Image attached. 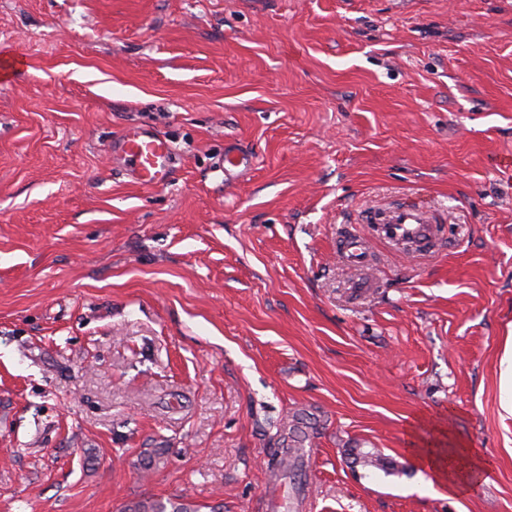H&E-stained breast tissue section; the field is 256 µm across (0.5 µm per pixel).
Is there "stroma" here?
I'll return each mask as SVG.
<instances>
[{
  "instance_id": "stroma-1",
  "label": "stroma",
  "mask_w": 512,
  "mask_h": 512,
  "mask_svg": "<svg viewBox=\"0 0 512 512\" xmlns=\"http://www.w3.org/2000/svg\"><path fill=\"white\" fill-rule=\"evenodd\" d=\"M0 49V512H512V0H0ZM133 125L168 184L113 163ZM387 202L444 246L349 266ZM452 441L488 469L453 495ZM112 150L124 161L126 174L137 185L160 186L172 177L174 159L171 145L150 129L129 127L113 143ZM254 160L251 153L238 148L236 144H226L224 148V159L222 167L224 168V179L226 181L237 177L241 168L249 167ZM341 257L353 266L363 267L369 262V252L364 239L353 232L339 237ZM418 458L441 485L448 487L449 494L458 491L461 484L479 480L484 473V464L470 448H448V454L439 448H423ZM180 500H145L127 504L122 512H198L190 504Z\"/></svg>"
}]
</instances>
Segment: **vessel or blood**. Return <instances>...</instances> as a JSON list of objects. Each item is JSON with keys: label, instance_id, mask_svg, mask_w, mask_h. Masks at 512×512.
<instances>
[{"label": "vessel or blood", "instance_id": "b4317fda", "mask_svg": "<svg viewBox=\"0 0 512 512\" xmlns=\"http://www.w3.org/2000/svg\"><path fill=\"white\" fill-rule=\"evenodd\" d=\"M112 150L123 160L128 177L133 183L155 187L170 181L174 171L173 150L170 143L156 132L139 127H129L114 142ZM254 160L251 153L236 144L224 148L225 179L236 178L240 169L249 167ZM371 222L380 224L382 240L395 245H409L411 250L425 251L438 240V221L427 207L415 203H401L374 212ZM341 256L351 265L362 267L369 262V252L364 239L353 232L340 236Z\"/></svg>", "mask_w": 512, "mask_h": 512}]
</instances>
